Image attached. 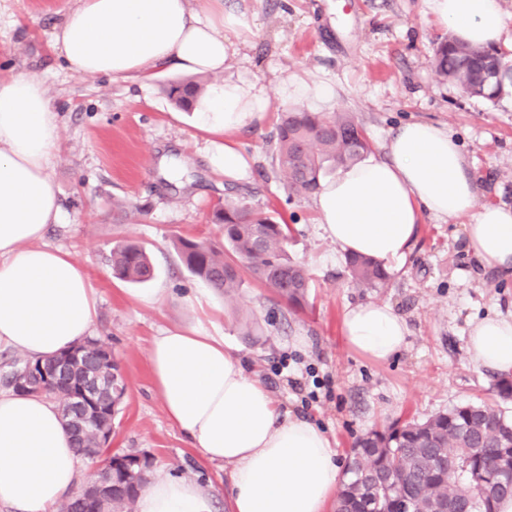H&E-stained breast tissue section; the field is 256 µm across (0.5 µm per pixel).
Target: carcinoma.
<instances>
[{
  "mask_svg": "<svg viewBox=\"0 0 512 512\" xmlns=\"http://www.w3.org/2000/svg\"><path fill=\"white\" fill-rule=\"evenodd\" d=\"M497 50L472 47L448 36L433 52L436 71L474 96L496 102L512 95L509 68L502 77L487 81L493 62L502 60ZM204 90L197 79L173 82L168 97L176 107L189 111ZM278 162L288 187L311 195L327 172L355 165L371 151L369 140L349 112L317 116L311 112L283 111L276 128ZM211 222L224 230L220 241L178 237L174 246L188 272L214 290L231 295L249 273L294 308L307 302L309 277L305 268L288 257L290 227L279 224L243 201L215 207ZM347 264L356 286L378 288L388 278L375 260L351 255ZM112 273L134 283L152 279L154 268L143 247L127 243L112 250ZM35 364L16 359L3 375V384L21 394H40L63 409L71 386L57 382L40 386L28 373ZM111 428L106 418L86 426L73 439L74 449L100 445V431ZM512 414L484 402L455 405L425 420H396L371 429L353 444L347 466L348 479L339 489L334 512H495L496 504L512 496ZM485 482H472L473 471ZM145 461L135 474L123 475L116 466L112 477V512H132L138 491L150 477Z\"/></svg>",
  "mask_w": 512,
  "mask_h": 512,
  "instance_id": "cac0c4a2",
  "label": "carcinoma"
}]
</instances>
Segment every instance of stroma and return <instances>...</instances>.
<instances>
[{
	"label": "stroma",
	"mask_w": 512,
	"mask_h": 512,
	"mask_svg": "<svg viewBox=\"0 0 512 512\" xmlns=\"http://www.w3.org/2000/svg\"><path fill=\"white\" fill-rule=\"evenodd\" d=\"M65 0H5L0 63L41 80L61 118L53 176L61 215L45 241L86 265L97 292L94 335L120 364L126 395L111 450L149 459L153 474L198 479L223 512L227 468L203 463L167 418L156 393L150 349L163 330L204 323L241 355L282 408L329 434L340 465L354 440L405 417L424 419L470 401L497 403L496 373L473 366L469 323L512 312V281L483 269L465 250L461 224L424 220L406 259L379 288L351 280L345 254L324 238L312 197L288 190L276 152L282 105L233 137L251 158L243 178L226 179L208 159L211 134L164 91L179 79L160 70L133 83L83 79L52 45ZM242 7L254 36L234 73L274 86L297 72L330 80L336 112L353 113L373 154L399 125L425 120L460 140L483 188L482 202L512 204V96L470 97L436 71L432 49L448 31L421 0H224ZM245 198L289 224V256L310 275L309 302L294 310L252 277L230 297L193 277L175 236L221 237L212 209ZM144 247L154 267L144 284L112 275L113 246ZM391 304L407 321L406 349L379 363L347 346V306ZM316 399H309V391Z\"/></svg>",
	"instance_id": "stroma-1"
}]
</instances>
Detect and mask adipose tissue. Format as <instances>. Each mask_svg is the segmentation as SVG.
<instances>
[{"label": "adipose tissue", "mask_w": 512, "mask_h": 512, "mask_svg": "<svg viewBox=\"0 0 512 512\" xmlns=\"http://www.w3.org/2000/svg\"><path fill=\"white\" fill-rule=\"evenodd\" d=\"M424 12L477 48L512 43L501 0H424ZM253 30L246 12L224 0H71L52 40L67 69L94 79L137 80L153 71L212 74L221 84L195 103L200 127L223 136L209 156L225 177L249 162L228 143L237 130L264 121L273 101L329 109L333 85L291 73L274 87L232 64ZM60 123L43 84L0 68V347L47 358L94 330L96 291L84 265L45 241L58 223L52 175ZM481 189L456 139L444 126H400L382 153L324 180L313 199L317 222L337 251L392 267L405 258L417 227L466 215V247L478 263L512 280V206L480 203ZM343 338L377 362L397 356L409 334L386 302L347 307ZM468 353L481 369L512 372V313L473 321ZM150 365L168 419L208 464L229 467L228 512H326L343 473L325 431L281 411L270 391L204 324L154 338ZM83 479L57 404L45 396L0 392V504L15 512H53ZM136 512H215L194 478L152 479Z\"/></svg>", "instance_id": "obj_1"}]
</instances>
